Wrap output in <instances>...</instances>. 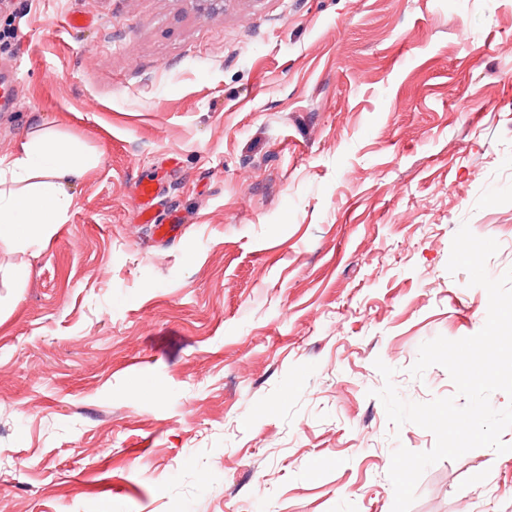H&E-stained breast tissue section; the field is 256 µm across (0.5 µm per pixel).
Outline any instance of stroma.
Listing matches in <instances>:
<instances>
[{"label": "stroma", "instance_id": "obj_1", "mask_svg": "<svg viewBox=\"0 0 512 512\" xmlns=\"http://www.w3.org/2000/svg\"><path fill=\"white\" fill-rule=\"evenodd\" d=\"M0 26V156L49 124L100 157L0 324V512H392L393 450L435 437L375 392L455 396L409 370L485 324L461 225L512 268V0H0ZM410 512H512V449L428 467ZM21 61L0 73V108L11 109L16 107L17 99L14 94L15 84L19 81ZM155 199L156 196L152 180L141 178L137 185L136 206L139 209L141 217L147 224L157 223V219H155L152 214Z\"/></svg>", "mask_w": 512, "mask_h": 512}]
</instances>
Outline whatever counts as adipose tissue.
Here are the masks:
<instances>
[{"label":"adipose tissue","mask_w":512,"mask_h":512,"mask_svg":"<svg viewBox=\"0 0 512 512\" xmlns=\"http://www.w3.org/2000/svg\"><path fill=\"white\" fill-rule=\"evenodd\" d=\"M99 162L56 128L39 127L13 154L0 157V253L18 256L0 273V324L12 313L13 295L31 275L30 260L44 253L65 224L74 198L69 186Z\"/></svg>","instance_id":"ef3b65f1"}]
</instances>
